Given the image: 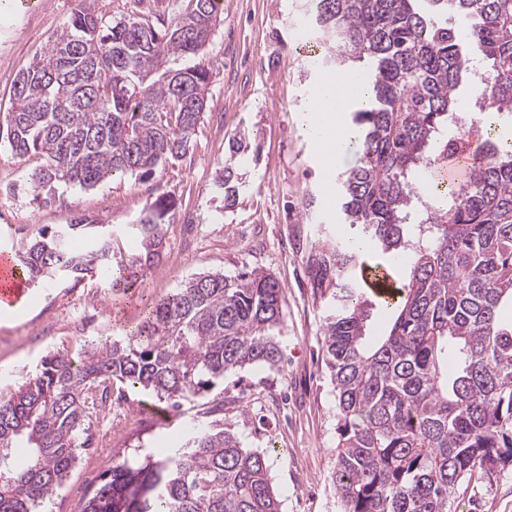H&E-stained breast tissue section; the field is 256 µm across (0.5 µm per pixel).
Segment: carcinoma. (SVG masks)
<instances>
[{"label":"carcinoma","instance_id":"cac0c4a2","mask_svg":"<svg viewBox=\"0 0 512 512\" xmlns=\"http://www.w3.org/2000/svg\"><path fill=\"white\" fill-rule=\"evenodd\" d=\"M168 0L169 20L106 19L80 8L20 74L0 121L14 155H40L34 199L57 183L93 189L117 174L151 177L184 156L208 102L204 48L218 0ZM326 52L313 62L369 71L371 101L351 113L363 129L358 164L339 177L355 236L311 241L312 287L331 292L325 365L334 386V479L342 512H455L474 473L512 464V138L482 143L460 188L422 186L448 141L462 82L483 117L512 119V0H310L305 16ZM481 66H473V60ZM231 164L213 186L232 201ZM158 196L132 228L143 253L112 282L140 284L162 250ZM95 234L76 253L72 239ZM111 234L87 218L40 234L24 253L28 285L81 281L110 262ZM405 256L390 321L366 335V267ZM284 295L270 273L243 266L202 273L157 300L124 341L53 354L0 395V512H35L64 486L82 448L87 400L118 381L172 409L247 366L280 367ZM272 456L245 448L224 425L194 428L178 448L119 457L81 512H282Z\"/></svg>","mask_w":512,"mask_h":512}]
</instances>
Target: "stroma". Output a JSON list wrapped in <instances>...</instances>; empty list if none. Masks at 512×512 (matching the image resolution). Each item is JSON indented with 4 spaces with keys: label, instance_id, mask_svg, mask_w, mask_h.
I'll return each instance as SVG.
<instances>
[{
    "label": "stroma",
    "instance_id": "stroma-1",
    "mask_svg": "<svg viewBox=\"0 0 512 512\" xmlns=\"http://www.w3.org/2000/svg\"><path fill=\"white\" fill-rule=\"evenodd\" d=\"M81 3L46 0L41 9L19 13L11 0H0V116L12 106L18 75ZM307 7V0H221L206 51L208 106L186 155L159 166L152 178L128 174L89 190L61 184L50 201H36L29 183L40 156L17 158L0 140V168L12 172L0 181V250L22 254L45 229L78 217L111 229L113 250L107 275L45 281L25 297L17 319L0 321V391L17 388L47 355L124 339L149 301L195 274L255 267L274 274L285 296L279 370L227 373L223 384L185 401L170 424L148 392L110 387L107 401L90 409L75 468L43 512H80L119 455L172 447L185 428L216 419L244 447L277 450L270 476L282 512H341L335 397L324 351L327 299L311 287L302 253L279 244L284 234L334 237L337 174L357 160L354 147L342 144L333 171H326L303 135L315 119L308 102L318 82L294 26ZM240 135L260 146L261 157L255 165L237 164L242 185L228 204L213 178ZM162 193L173 202L163 218L164 248L182 249L184 263L171 271L153 266L139 288L114 294L113 276L141 251L131 226ZM455 504L457 512H512V466L491 480L473 475L458 487Z\"/></svg>",
    "mask_w": 512,
    "mask_h": 512
}]
</instances>
